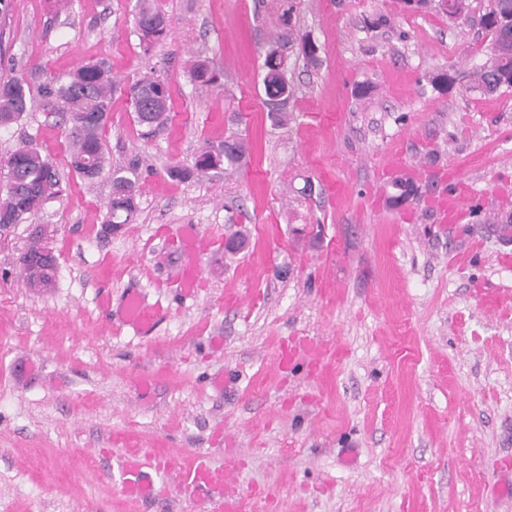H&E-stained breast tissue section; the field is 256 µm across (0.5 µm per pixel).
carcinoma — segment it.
Instances as JSON below:
<instances>
[{
    "instance_id": "carcinoma-1",
    "label": "carcinoma",
    "mask_w": 512,
    "mask_h": 512,
    "mask_svg": "<svg viewBox=\"0 0 512 512\" xmlns=\"http://www.w3.org/2000/svg\"><path fill=\"white\" fill-rule=\"evenodd\" d=\"M436 7L448 17L466 13L467 0H403L408 6ZM481 24L491 37L488 59L475 71L471 90L492 95L512 89V0H488ZM137 33L142 43L152 46L164 39L169 31V20L164 12L150 3L138 0ZM273 46L266 53L263 79L266 103L278 105L288 100L293 92L287 78V67ZM192 79L206 86L220 85V76L205 60H198L191 69ZM115 84L112 74L101 63H86L65 76H53L32 91L31 84L22 76L0 80V128L19 123L25 114L40 109L59 112L69 125L71 148L69 169L78 177L92 182L108 173L112 195L107 204L103 224L117 230L133 222L140 192L141 161L133 159L125 165L108 167L103 132L112 112V93ZM130 95L138 125L156 131L169 120V92L166 83L154 76H146L130 87ZM247 153L241 139H226L206 144L195 156L192 165H176L167 170V176L179 182L213 170H232L240 165ZM6 170V188L0 194V213L13 224H20L40 211L49 200L63 193L59 171L49 157L23 142L0 159ZM391 200L406 202L415 194L412 183L397 178L392 182ZM41 250L39 241L32 242L19 256L24 280L36 293L50 291L49 283L56 271H34L29 257Z\"/></svg>"
}]
</instances>
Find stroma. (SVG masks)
Instances as JSON below:
<instances>
[{"mask_svg":"<svg viewBox=\"0 0 512 512\" xmlns=\"http://www.w3.org/2000/svg\"><path fill=\"white\" fill-rule=\"evenodd\" d=\"M155 4L170 27L148 50L137 0L0 13V74L35 86L105 60L110 162L152 168L133 223L105 235L110 179L70 172L61 117L0 129V158L30 141L64 185L34 218L52 232V292L19 274L31 224L0 241V512H216V493L180 485L198 454L234 467L246 512H512V92L466 90L487 0L455 22L401 0ZM379 15L391 25L371 27ZM290 27L321 63L280 42L294 93L275 129L264 60ZM198 58L221 86L192 83ZM147 75L170 87L153 135L126 94ZM233 135L252 149L232 176L168 178ZM397 177L417 190L400 205ZM461 181L464 219L439 223L433 200ZM238 230L248 247L225 255ZM131 297L151 314L140 331ZM132 455L165 496L122 494Z\"/></svg>","mask_w":512,"mask_h":512,"instance_id":"stroma-1","label":"stroma"}]
</instances>
